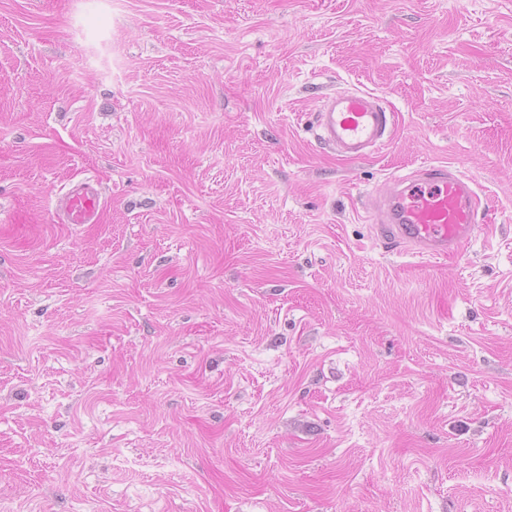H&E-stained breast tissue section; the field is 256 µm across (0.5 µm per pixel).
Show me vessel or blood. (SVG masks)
<instances>
[{"label": "vessel or blood", "instance_id": "b4317fda", "mask_svg": "<svg viewBox=\"0 0 512 512\" xmlns=\"http://www.w3.org/2000/svg\"><path fill=\"white\" fill-rule=\"evenodd\" d=\"M316 137L336 154L362 159L384 146L394 131V114L380 96L363 90L325 94L317 109ZM105 200L91 178L71 179L54 199L64 224H95ZM481 199L475 182L445 165L421 168L398 180L377 204L383 243L411 250L422 258L461 254L478 233Z\"/></svg>", "mask_w": 512, "mask_h": 512}]
</instances>
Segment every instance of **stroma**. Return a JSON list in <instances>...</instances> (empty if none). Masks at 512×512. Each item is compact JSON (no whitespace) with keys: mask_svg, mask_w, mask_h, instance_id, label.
<instances>
[{"mask_svg":"<svg viewBox=\"0 0 512 512\" xmlns=\"http://www.w3.org/2000/svg\"><path fill=\"white\" fill-rule=\"evenodd\" d=\"M441 163L485 231L383 245ZM0 512H512V0H0ZM315 118L319 142L349 159L369 156L384 146L394 131V113L380 96L363 90L325 94ZM105 200L99 184L91 178H73L54 199V213L62 224L99 223Z\"/></svg>","mask_w":512,"mask_h":512,"instance_id":"obj_1","label":"stroma"}]
</instances>
